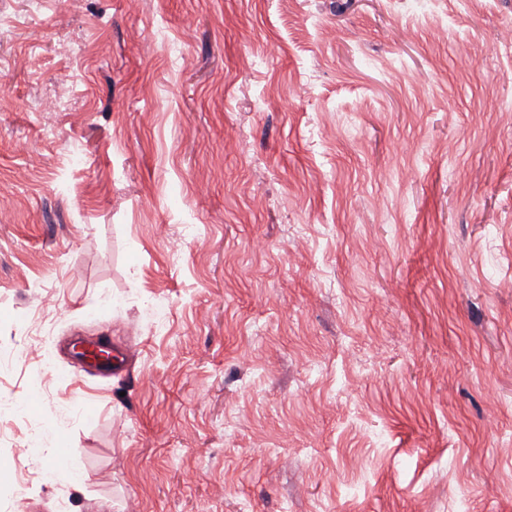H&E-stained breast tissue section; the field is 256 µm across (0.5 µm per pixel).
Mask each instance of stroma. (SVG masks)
Masks as SVG:
<instances>
[{"mask_svg":"<svg viewBox=\"0 0 512 512\" xmlns=\"http://www.w3.org/2000/svg\"><path fill=\"white\" fill-rule=\"evenodd\" d=\"M2 356L0 512H512V0H0ZM73 356L78 362L90 364L102 374H112L113 369L121 368L124 363V357L102 342L76 346Z\"/></svg>","mask_w":512,"mask_h":512,"instance_id":"1","label":"stroma"}]
</instances>
